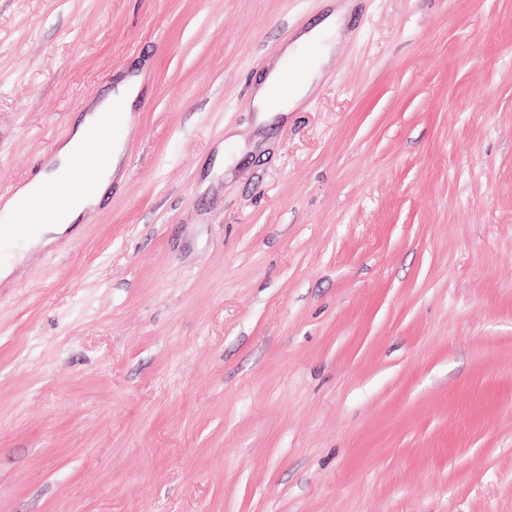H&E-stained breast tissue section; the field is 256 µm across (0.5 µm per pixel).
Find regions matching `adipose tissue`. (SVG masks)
Instances as JSON below:
<instances>
[{"instance_id":"ef3b65f1","label":"adipose tissue","mask_w":512,"mask_h":512,"mask_svg":"<svg viewBox=\"0 0 512 512\" xmlns=\"http://www.w3.org/2000/svg\"><path fill=\"white\" fill-rule=\"evenodd\" d=\"M343 15V10H335L321 25L296 35L270 63L266 76L253 90L252 107L258 122L287 116L309 94L318 77L317 67L307 63L309 54L313 51L326 54L335 48ZM296 60L303 61L304 66L293 81H286V69ZM141 88L140 75L127 72L106 97L88 103L83 121L57 144L35 178L19 186L12 196L0 197V217L8 222L26 210L34 196L62 194L68 199L55 217L27 225L21 249L53 243L78 223L86 211L94 208L112 181L121 177L127 127ZM102 124L110 128L109 145L103 158L94 161L95 173L87 179L83 176V158L93 130Z\"/></svg>"}]
</instances>
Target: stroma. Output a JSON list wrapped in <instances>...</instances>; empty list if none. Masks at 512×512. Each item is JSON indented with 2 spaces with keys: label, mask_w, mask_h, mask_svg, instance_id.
I'll return each instance as SVG.
<instances>
[{
  "label": "stroma",
  "mask_w": 512,
  "mask_h": 512,
  "mask_svg": "<svg viewBox=\"0 0 512 512\" xmlns=\"http://www.w3.org/2000/svg\"><path fill=\"white\" fill-rule=\"evenodd\" d=\"M332 2L0 0V196L145 76L0 284V512H512V0H351L255 126ZM344 12V7L340 6L321 25L296 35L281 55L270 63L266 76L253 90L252 107L259 123L278 115L288 116L309 94L318 78V67L311 66L314 59L309 56V52L326 54L336 47ZM296 60H304L305 66L287 86L285 73L288 63ZM141 88V76L135 71L127 72L106 97L88 103L83 121L57 144L35 178L19 186L12 196L0 197V216L2 214L7 223H11L19 212H27L28 202L34 196L28 210L32 217L37 215L39 219H48L54 211L66 205L68 198V204L55 217L30 221L21 244L10 248L25 250L53 243L73 224H79L81 216L99 203L112 181L122 177L120 162L127 127ZM101 124L110 128L109 145L102 159L86 166L82 160L86 149L92 145V131ZM86 168H95L94 175L84 187L73 188V183L82 178ZM43 194L55 196L53 204L47 205L46 197L40 196ZM61 194L67 198L56 196Z\"/></svg>",
  "instance_id": "stroma-1"
}]
</instances>
